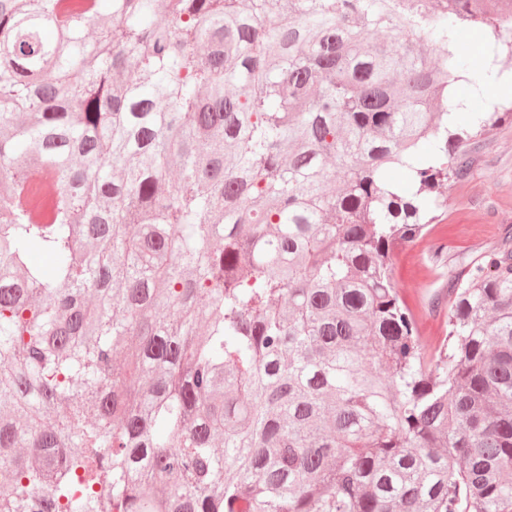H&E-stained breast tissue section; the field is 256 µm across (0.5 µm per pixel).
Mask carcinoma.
Wrapping results in <instances>:
<instances>
[{"instance_id":"carcinoma-1","label":"carcinoma","mask_w":512,"mask_h":512,"mask_svg":"<svg viewBox=\"0 0 512 512\" xmlns=\"http://www.w3.org/2000/svg\"><path fill=\"white\" fill-rule=\"evenodd\" d=\"M512 0H0V512H512V247L424 340L395 248ZM461 45L471 55L476 66L474 70L486 69L494 59L493 41L481 30L465 29L461 35Z\"/></svg>"}]
</instances>
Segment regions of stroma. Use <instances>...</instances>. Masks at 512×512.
<instances>
[{"label": "stroma", "mask_w": 512, "mask_h": 512, "mask_svg": "<svg viewBox=\"0 0 512 512\" xmlns=\"http://www.w3.org/2000/svg\"><path fill=\"white\" fill-rule=\"evenodd\" d=\"M476 68L495 65L505 82L489 86V103H512V57L495 54L492 40L478 29L461 35ZM461 183L448 192V213L432 233L406 243L394 254L395 275L405 300L426 301L429 294L447 292L462 265L512 239V122L477 139Z\"/></svg>", "instance_id": "35a3bbf8"}]
</instances>
